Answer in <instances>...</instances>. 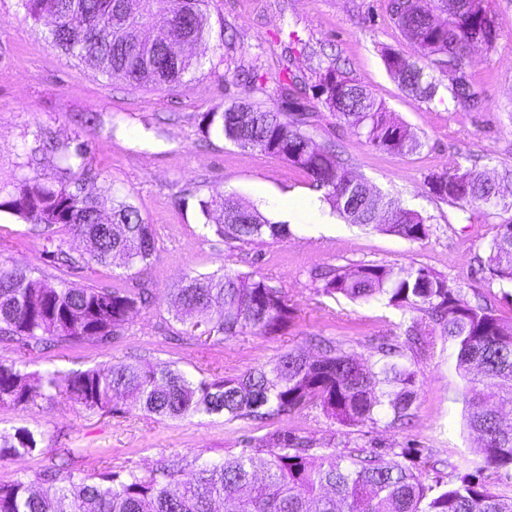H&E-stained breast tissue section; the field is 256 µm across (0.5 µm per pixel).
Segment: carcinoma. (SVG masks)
I'll list each match as a JSON object with an SVG mask.
<instances>
[{"mask_svg":"<svg viewBox=\"0 0 512 512\" xmlns=\"http://www.w3.org/2000/svg\"><path fill=\"white\" fill-rule=\"evenodd\" d=\"M154 0H18L24 19H48V39L60 51L97 73L134 86L173 90L200 67L196 47L209 36L206 0H167L159 15ZM391 18L416 47L417 56L388 48L384 64L412 96L430 104L448 101L470 111L484 98L466 73L471 48L498 38L493 0H388ZM166 31L157 42L147 36ZM441 60L459 67L460 77L443 84L434 76ZM272 106L233 101L221 111L201 114L204 138H223L243 150L275 155L305 173L332 213L349 224L371 226L415 242L430 232L427 218L386 198L353 177L333 144L318 145L309 132L313 113L302 102L296 76L278 80ZM318 99L336 121L390 153L413 154L419 138L372 93L337 64L318 72ZM64 165L44 171L49 153ZM86 141L61 145L39 129L19 146L12 180L0 182V212L32 225L50 242L59 229L86 242L74 256L62 249L53 259L68 267L96 263L147 269L157 257L152 225L127 197L93 168ZM437 200L465 209H512V169L493 177L471 168L432 172L426 177ZM112 198L109 216L101 198ZM203 225L225 241L250 243L265 236L288 237V225L215 189L198 200ZM386 213L383 223L377 222ZM488 266L497 280L512 284V221L496 225ZM317 292L368 302L384 299L404 313H418L405 330L421 354L437 340L453 348L456 373L464 381L465 426L481 441L480 461L463 475L448 462V481L427 483L428 469L402 461L406 453L380 454L352 448L315 457L305 442L274 433L263 448H244L222 460L175 455L144 471L105 470L80 476L60 468L38 477L0 484V512H512V426L502 408L512 405V319L488 304H472L448 279L427 268L358 264L324 275ZM166 301L183 334L279 336L295 319L283 289L264 278L226 269L187 274L159 296L148 287L133 290L74 288L60 279L49 284L33 269L0 265V339L22 355L55 340L94 339L109 344L135 311ZM321 354L294 349L269 364L237 376L196 379L171 362L112 363L84 371L28 372L21 359L0 360V406L27 407L63 396L87 409L112 408L116 397L160 418L197 414L227 422L279 417L318 407L343 425L382 421L395 427L413 416L415 374L394 361L397 347L385 342L369 354H349L332 341H318ZM43 433L20 427L0 434V458H22L42 450ZM192 478H184L186 468Z\"/></svg>","mask_w":512,"mask_h":512,"instance_id":"cac0c4a2","label":"carcinoma"}]
</instances>
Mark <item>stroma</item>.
Here are the masks:
<instances>
[{
	"label": "stroma",
	"mask_w": 512,
	"mask_h": 512,
	"mask_svg": "<svg viewBox=\"0 0 512 512\" xmlns=\"http://www.w3.org/2000/svg\"><path fill=\"white\" fill-rule=\"evenodd\" d=\"M498 39L470 55L467 71L485 107L471 112L448 104H427L404 92L387 72L382 53L415 47L392 21L388 0H209L210 34L198 50L201 65L172 91L115 82L51 46L45 25L23 20L17 0H0V180L15 172L16 146L24 132L47 129L59 141H88L95 166L114 187L128 193L152 225L158 254L145 271L116 265L84 269L56 266L54 243L83 252V242L59 232L54 242L32 233L28 223L0 214V263L38 268L83 287L136 288L150 281L163 291L186 272L223 268L265 278L283 288L297 317L282 336L195 338L182 333L166 302L135 312L109 344L94 340L54 342L26 358L30 371H83L115 362H172L194 375L234 376L307 347L314 336L340 343L346 352L368 356L381 338L397 344L401 361L416 374L414 416L401 427H345L321 411L305 410L263 420L224 421L196 415L161 420L115 399L111 410H89L64 398L27 407H0V433L26 427L45 434L42 452L0 458V483L37 475L68 464L84 475L105 468L144 469L181 455L220 459L260 446L275 432L308 441L311 454L365 447L431 448L440 457L475 459L478 442L462 419V382L448 345L434 354L414 355L404 331L411 315L384 301L354 304L317 293L315 273L357 264L424 266L447 277L467 299H490L512 317V285L495 279L487 264L492 224L482 206L461 210L430 197L429 173L477 166L493 172L512 168V0H494ZM372 92L420 139L417 153L377 150L336 121L315 96L319 68L333 58ZM299 76L316 116L317 142L335 141L353 175L396 197L403 207L427 217L429 235L411 242L370 228L346 224L320 202L308 177L278 157L247 151L223 138H203L201 113L247 99L271 102L285 68ZM100 113L94 130H79L76 112ZM238 196L265 216L285 221L287 198L316 202L318 223L291 224L287 240L250 244L225 242L201 223L199 197L212 189Z\"/></svg>",
	"instance_id": "obj_1"
}]
</instances>
